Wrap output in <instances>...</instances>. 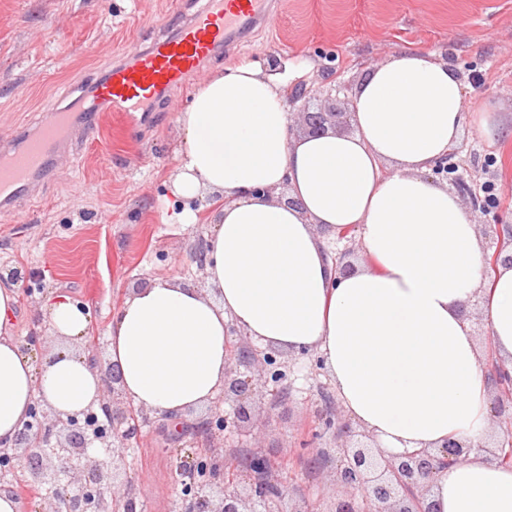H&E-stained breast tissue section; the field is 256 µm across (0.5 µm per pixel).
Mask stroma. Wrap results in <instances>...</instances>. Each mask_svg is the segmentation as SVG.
Masks as SVG:
<instances>
[{
  "label": "stroma",
  "mask_w": 512,
  "mask_h": 512,
  "mask_svg": "<svg viewBox=\"0 0 512 512\" xmlns=\"http://www.w3.org/2000/svg\"><path fill=\"white\" fill-rule=\"evenodd\" d=\"M172 0H0V134L13 127L37 130L44 99L69 90L90 91L120 61L127 47H143L158 34V15ZM403 48L435 52L453 64L468 91L464 110L493 104L501 128L487 136L465 125L454 161L473 193L463 203L478 224L502 225L501 237L483 236L486 252L512 245V0H288L274 30L262 31L248 46L250 61L263 67L300 59L311 68L304 83L320 87L310 110L328 103L324 91L338 83L355 90L368 68ZM196 85L187 79L170 102L143 113L137 125L124 114L107 112L87 141L77 166L60 163L17 224L0 223V264L33 270L31 295L19 296L14 334L26 340L44 330L39 303L51 291H68L94 318L92 337L106 350V328L113 310L130 289L156 277L204 287L196 261L199 240L170 223L167 183L178 165L177 114L190 102ZM27 99L28 111L17 109ZM494 183L497 203L483 187ZM293 372L279 405H262L251 424L257 443L230 438L237 454L259 447L284 465L282 476L297 495L331 512V485L339 440L322 432L311 412L320 393L335 395L327 371L311 357H288ZM158 417L142 427L139 443L125 451L135 478L141 512H178L181 461L198 448L190 435L169 440ZM329 449L312 463L306 442Z\"/></svg>",
  "instance_id": "35a3bbf8"
}]
</instances>
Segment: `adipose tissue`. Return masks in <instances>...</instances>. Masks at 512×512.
Masks as SVG:
<instances>
[{
	"label": "adipose tissue",
	"mask_w": 512,
	"mask_h": 512,
	"mask_svg": "<svg viewBox=\"0 0 512 512\" xmlns=\"http://www.w3.org/2000/svg\"><path fill=\"white\" fill-rule=\"evenodd\" d=\"M287 74L253 63L204 78L179 112L175 223L209 227L205 288L165 277L126 294L108 325L109 360L134 407L177 424L224 389L233 330L320 357L351 419L394 453L445 440L484 444L488 383L464 305L480 297L500 361L512 363V266L486 270L476 219L433 166L466 120L464 84L434 52L404 48L372 65L351 135L292 137ZM288 187L290 202L274 192ZM212 194L208 212L192 200ZM357 228L367 262L339 272L322 231ZM16 285L0 283V450L34 403L60 417L99 407L104 382L77 347L91 313L65 291L41 306L56 342L33 359L14 337ZM439 512H512V468L481 456L440 470Z\"/></svg>",
	"instance_id": "obj_1"
}]
</instances>
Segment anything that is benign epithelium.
<instances>
[{
	"mask_svg": "<svg viewBox=\"0 0 512 512\" xmlns=\"http://www.w3.org/2000/svg\"><path fill=\"white\" fill-rule=\"evenodd\" d=\"M345 113L334 110L291 112L308 136H319L343 123ZM91 362L104 369L101 410L89 408L79 417L63 419L35 405L32 422L19 432L13 453L0 454V483L17 477L16 461L36 452L37 461L24 475L27 482L45 490V512H137L131 493L132 477L120 464L123 449L140 440L141 425L149 413L134 409L123 395L122 377L115 365H104L94 353ZM247 367V372L240 367ZM291 372L273 352L243 350L232 359L225 374L223 398L236 402L231 416L218 404L208 417L190 425L203 450L180 466L181 512H286L288 482L275 475L277 467L259 452L232 465L233 477H224L222 444L218 434L233 436L251 418L253 405L268 393H281ZM325 429L355 438L336 448L339 464L333 484L344 492L332 512H436L428 497L435 474L463 461L472 446L448 439L436 450L420 449L389 454L366 443L370 435L335 426L337 411L322 398L311 403Z\"/></svg>",
	"mask_w": 512,
	"mask_h": 512,
	"instance_id": "7a95c632",
	"label": "benign epithelium"
}]
</instances>
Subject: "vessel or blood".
<instances>
[{"mask_svg":"<svg viewBox=\"0 0 512 512\" xmlns=\"http://www.w3.org/2000/svg\"><path fill=\"white\" fill-rule=\"evenodd\" d=\"M285 7V0H205L176 33L125 50L91 97L76 96L64 107L46 100L43 108L50 118L38 130L17 141L0 140V215L17 216L21 203L31 200L39 183L58 167L72 111H87L92 128L103 106L112 112L144 111L224 47L245 42L255 29L272 24Z\"/></svg>","mask_w":512,"mask_h":512,"instance_id":"vessel-or-blood-1","label":"vessel or blood"}]
</instances>
